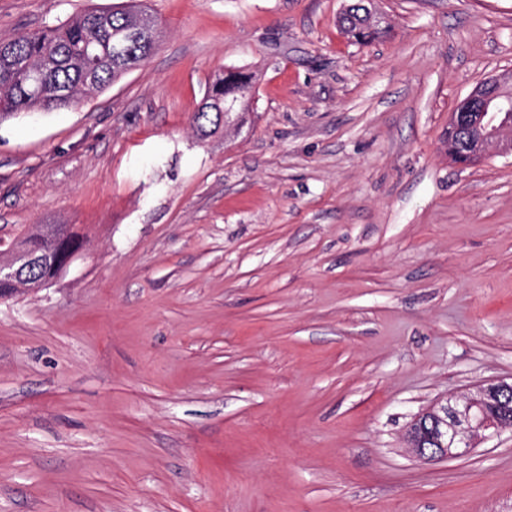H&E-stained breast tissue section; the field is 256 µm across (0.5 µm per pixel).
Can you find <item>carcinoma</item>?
Listing matches in <instances>:
<instances>
[{
  "instance_id": "carcinoma-1",
  "label": "carcinoma",
  "mask_w": 512,
  "mask_h": 512,
  "mask_svg": "<svg viewBox=\"0 0 512 512\" xmlns=\"http://www.w3.org/2000/svg\"><path fill=\"white\" fill-rule=\"evenodd\" d=\"M141 20L154 24L144 9L115 5L92 10L44 29L22 33L0 42V120L35 108L53 110L67 107L79 97L99 92L131 68L144 62L156 42L130 50L126 57L112 56V45L123 31ZM340 29L354 43L366 45L387 33L378 24L358 14L355 7L341 11ZM238 109L248 110L254 77L240 73ZM224 78L209 87L195 115L197 132L203 138L224 129Z\"/></svg>"
}]
</instances>
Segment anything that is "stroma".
<instances>
[{
	"label": "stroma",
	"instance_id": "1",
	"mask_svg": "<svg viewBox=\"0 0 512 512\" xmlns=\"http://www.w3.org/2000/svg\"><path fill=\"white\" fill-rule=\"evenodd\" d=\"M117 0H0V41ZM143 0L150 58L0 120V239L71 225L0 300V512H512V430L414 457L416 415L512 378V157L448 121L512 71V0ZM259 75L240 130L193 118ZM364 8H350L347 12L343 9L338 16V25L340 29L354 43L366 45L371 41L387 33L386 28L379 24H370L366 16L358 14ZM224 74L218 76L209 87L199 111L195 115L197 132L203 138L211 137L220 130L226 131L222 123V109L224 110V121L232 114L234 103L224 100Z\"/></svg>",
	"mask_w": 512,
	"mask_h": 512
}]
</instances>
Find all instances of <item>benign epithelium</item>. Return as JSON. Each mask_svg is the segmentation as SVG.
Masks as SVG:
<instances>
[{
	"label": "benign epithelium",
	"instance_id": "benign-epithelium-1",
	"mask_svg": "<svg viewBox=\"0 0 512 512\" xmlns=\"http://www.w3.org/2000/svg\"><path fill=\"white\" fill-rule=\"evenodd\" d=\"M151 34L143 23L129 36L115 43L113 52L124 55L130 40ZM448 143L452 144L461 166L467 167L489 151L512 156V76L492 75L480 81L460 101V109L448 127ZM54 237V247L41 253L26 252L18 244L0 240L3 252L11 259L0 262V279L13 287L0 292V299L12 296L16 288L28 285L25 271L33 265L50 262L67 265L79 252L80 240L69 227L43 225L26 230L22 236ZM512 429V382L492 380L477 387L473 395L450 397L445 402L416 416L408 440L414 455L424 461L451 459L469 453L475 437L485 431Z\"/></svg>",
	"mask_w": 512,
	"mask_h": 512
}]
</instances>
